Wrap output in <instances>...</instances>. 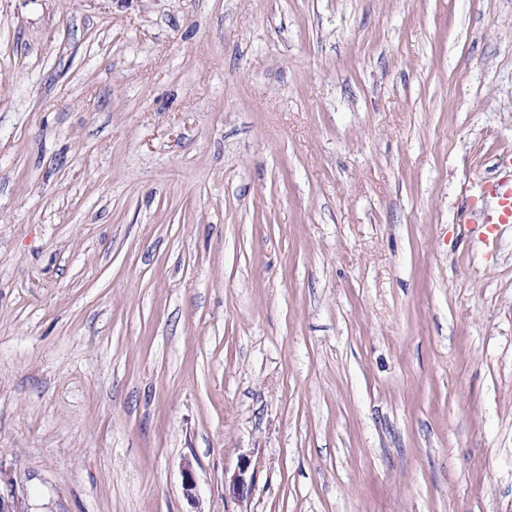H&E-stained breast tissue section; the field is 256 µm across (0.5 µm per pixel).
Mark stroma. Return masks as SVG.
<instances>
[{"mask_svg":"<svg viewBox=\"0 0 512 512\" xmlns=\"http://www.w3.org/2000/svg\"><path fill=\"white\" fill-rule=\"evenodd\" d=\"M506 155L512 0H0L25 512H512ZM487 191L496 199V208L485 223L486 235H490L498 224H512V175L489 181ZM251 465V461L242 458L237 473L232 477L228 485V493L237 500H242L247 496L251 485L247 482L246 474Z\"/></svg>","mask_w":512,"mask_h":512,"instance_id":"35a3bbf8","label":"stroma"}]
</instances>
